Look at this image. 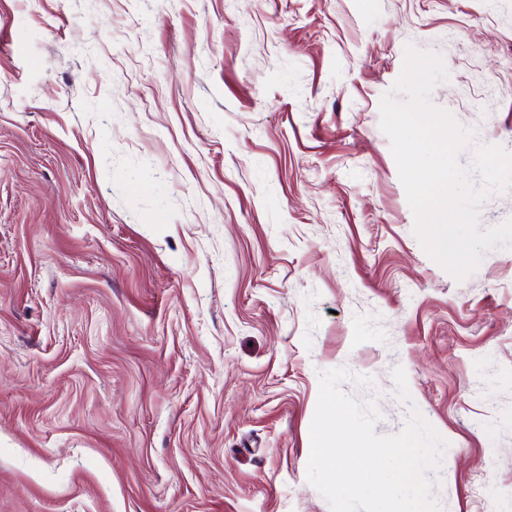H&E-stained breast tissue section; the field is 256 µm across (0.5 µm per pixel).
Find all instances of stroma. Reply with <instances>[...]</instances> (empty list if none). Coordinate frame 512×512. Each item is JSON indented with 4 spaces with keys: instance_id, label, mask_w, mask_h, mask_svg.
I'll return each mask as SVG.
<instances>
[{
    "instance_id": "35a3bbf8",
    "label": "stroma",
    "mask_w": 512,
    "mask_h": 512,
    "mask_svg": "<svg viewBox=\"0 0 512 512\" xmlns=\"http://www.w3.org/2000/svg\"><path fill=\"white\" fill-rule=\"evenodd\" d=\"M409 43L512 152V0H0V512H330L318 374L386 436L398 366L442 512H512V249L415 236Z\"/></svg>"
}]
</instances>
